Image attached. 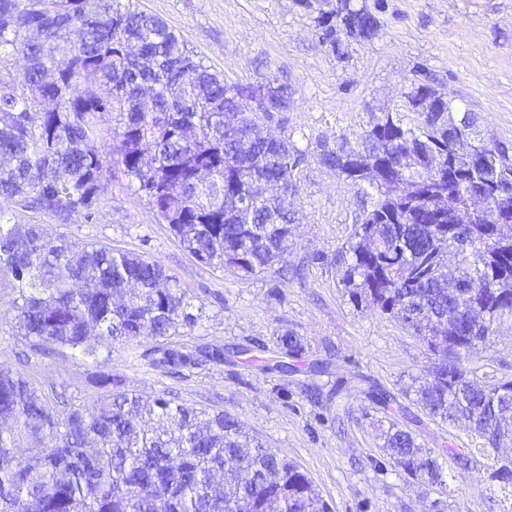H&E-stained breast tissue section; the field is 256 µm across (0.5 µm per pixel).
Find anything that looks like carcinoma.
Here are the masks:
<instances>
[{"label":"carcinoma","mask_w":512,"mask_h":512,"mask_svg":"<svg viewBox=\"0 0 512 512\" xmlns=\"http://www.w3.org/2000/svg\"><path fill=\"white\" fill-rule=\"evenodd\" d=\"M341 20L321 15L330 33L342 27L368 37L375 17L344 0ZM28 62L10 71L17 55ZM96 75L87 86L81 76ZM38 89L55 106L43 111L28 96ZM261 86L224 82L159 17L132 0H0V198L68 223L77 208L92 216L112 164L204 264L247 279L266 272L288 249L296 214L267 186L299 191L309 155L374 193L361 207L348 245L339 251L350 303L399 317L431 354L464 365L444 366L416 389L432 418L463 424L478 448H425L392 422L383 448L410 485L444 491L443 464L467 469L487 460L491 485L512 501V463L496 448L509 436L512 378L474 380L472 350L488 344L501 316L512 314V183L506 146L478 140L475 118L429 112L415 128L395 112L372 117L356 149L290 138L247 140L244 112L232 100H253ZM117 113L113 131L100 123ZM212 189L195 191L197 173ZM457 275H447L448 252ZM0 280L15 293L18 335L43 354L70 351L97 359L88 344L130 342L147 333L165 343L149 365L179 374L224 362V346L184 351L166 343L192 328L203 308L154 259L99 243L72 241L45 224H12L0 214ZM289 358L303 350L292 332L277 341ZM100 395L60 412L29 382L0 366V512H330L300 468L253 440L235 415L159 396L144 401L119 375L94 372ZM387 413L402 409L383 388L369 392ZM24 436L33 455L17 452ZM234 463L231 476L216 474Z\"/></svg>","instance_id":"obj_1"}]
</instances>
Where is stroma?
I'll list each match as a JSON object with an SVG mask.
<instances>
[{
	"instance_id": "stroma-1",
	"label": "stroma",
	"mask_w": 512,
	"mask_h": 512,
	"mask_svg": "<svg viewBox=\"0 0 512 512\" xmlns=\"http://www.w3.org/2000/svg\"><path fill=\"white\" fill-rule=\"evenodd\" d=\"M341 0H139L160 17L207 65L231 85L275 76L287 84L288 109L263 121L272 136H289L299 148L316 139L356 141L371 113L398 112L404 125L419 113L404 98L424 83L473 113L482 139L512 147V0H351L378 22L369 39L337 31L328 41L317 24ZM288 206L299 220L280 262L240 280L199 263L129 185L120 165L112 171L93 219L76 214L64 226L69 238L146 254L177 280L205 315L175 337L176 345H236L275 350L292 331L304 351L294 370L263 363L209 365L174 378L150 367L157 342L112 343L90 361L69 353L42 357L12 329L14 292L0 283V365L26 378L39 394L55 392L87 403L98 389L92 371L125 377L145 397L237 415L265 446L297 464L331 512H427L437 497L428 486H409L386 461L381 426L396 421L427 448H472L465 431L426 415L414 402V378L427 375L434 357L395 319L370 307L355 308L339 281L336 253L347 244L362 190L316 158L299 173ZM472 358L487 372L512 375V317L496 325L493 341ZM390 391L406 414L374 408L370 386ZM454 512H499L498 490L484 464L452 470Z\"/></svg>"
}]
</instances>
